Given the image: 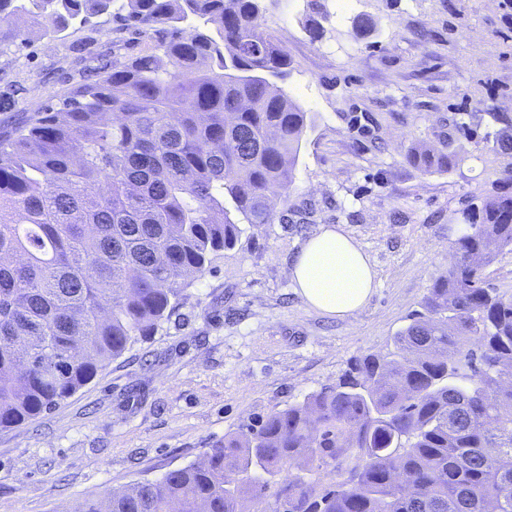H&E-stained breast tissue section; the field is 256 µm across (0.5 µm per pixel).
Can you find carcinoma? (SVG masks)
I'll return each instance as SVG.
<instances>
[{
    "instance_id": "cac0c4a2",
    "label": "carcinoma",
    "mask_w": 512,
    "mask_h": 512,
    "mask_svg": "<svg viewBox=\"0 0 512 512\" xmlns=\"http://www.w3.org/2000/svg\"><path fill=\"white\" fill-rule=\"evenodd\" d=\"M264 0H0V45L100 15L152 41L93 53L97 79L0 130V429L90 383L174 309L211 257L268 224L308 117ZM329 14L312 0L316 40ZM512 156V123L494 136ZM424 172L453 159L412 150ZM456 260L395 351L245 429L202 462L73 512H512V298L486 280L512 251V194L462 211ZM312 476L303 481L291 474ZM328 477L332 488L318 489Z\"/></svg>"
}]
</instances>
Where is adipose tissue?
Here are the masks:
<instances>
[{
	"mask_svg": "<svg viewBox=\"0 0 512 512\" xmlns=\"http://www.w3.org/2000/svg\"><path fill=\"white\" fill-rule=\"evenodd\" d=\"M289 276L310 308L351 319L370 300L376 273L369 255L354 238L341 227L324 225L291 262Z\"/></svg>",
	"mask_w": 512,
	"mask_h": 512,
	"instance_id": "adipose-tissue-1",
	"label": "adipose tissue"
}]
</instances>
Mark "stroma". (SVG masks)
I'll return each instance as SVG.
<instances>
[{
  "label": "stroma",
  "instance_id": "1",
  "mask_svg": "<svg viewBox=\"0 0 512 512\" xmlns=\"http://www.w3.org/2000/svg\"><path fill=\"white\" fill-rule=\"evenodd\" d=\"M274 0L265 20L291 61L282 88L311 123L274 217L244 227L187 287L171 316L56 409L0 430V503L70 512L203 458L225 433L334 384L356 357L385 354L453 260L461 211L512 192L494 149L512 120V0ZM365 15L373 34L356 36ZM112 45L100 21L49 39L38 27L0 51V127L58 103L84 78L71 44ZM452 154L421 172L415 144ZM341 226L375 264V293L351 320L310 309L288 276L322 225Z\"/></svg>",
  "mask_w": 512,
  "mask_h": 512
}]
</instances>
